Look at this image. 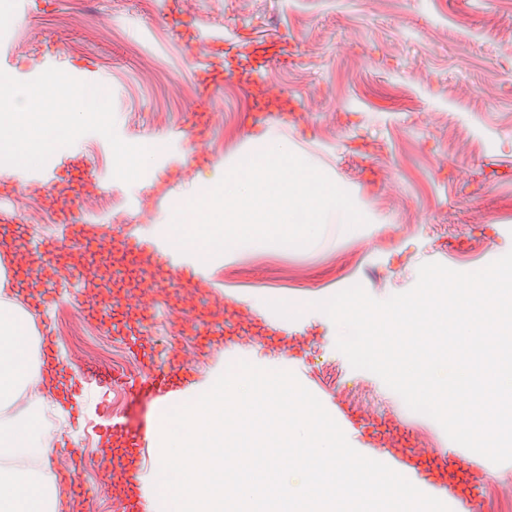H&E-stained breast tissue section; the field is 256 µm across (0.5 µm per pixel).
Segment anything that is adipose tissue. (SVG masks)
<instances>
[{"label":"adipose tissue","instance_id":"1","mask_svg":"<svg viewBox=\"0 0 512 512\" xmlns=\"http://www.w3.org/2000/svg\"><path fill=\"white\" fill-rule=\"evenodd\" d=\"M14 95L26 119L16 113L0 111V154L19 165L36 163L52 141H67L73 136L70 126L45 125L41 107L50 100L63 101L78 112L103 113L104 98L86 88L70 90L54 80L36 88H14L9 79L0 78V96ZM50 369L33 364L31 334L26 315L12 306H0V406L8 404L17 391L36 384H52ZM46 433L37 420L23 414L0 423V512H59L60 501L54 473H37L21 468V461L36 459L45 452Z\"/></svg>","mask_w":512,"mask_h":512}]
</instances>
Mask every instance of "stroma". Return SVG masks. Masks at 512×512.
I'll return each mask as SVG.
<instances>
[{
  "label": "stroma",
  "mask_w": 512,
  "mask_h": 512,
  "mask_svg": "<svg viewBox=\"0 0 512 512\" xmlns=\"http://www.w3.org/2000/svg\"><path fill=\"white\" fill-rule=\"evenodd\" d=\"M170 0H13L0 6V77L20 89L54 79L106 89L105 116L49 112L72 125L69 142L46 148L36 171L52 181L25 180L0 159V302L28 313L33 347L42 330L56 338L60 368L72 378L58 407L45 409L57 453L44 470L57 473L58 495L81 491L98 512H121L130 496L110 454L120 437L113 420L141 435L137 469L149 477L154 444L145 432L161 405L151 395L102 384L139 378L184 363L183 390L213 383L236 360L295 373L328 412L354 411L361 443L386 451L371 424L400 423L414 450L458 451L487 470L480 512H512V462L492 464L459 448L431 417L414 412L380 377L351 367L336 347L329 317L309 312L284 331L238 321L237 312L279 315L261 299L306 304L355 284L375 299L406 292L426 262L472 272L512 251V0H184L179 19L193 37L177 38ZM224 51L215 76L217 110L207 143L188 136V110L201 89L205 58L197 36ZM347 191L367 218L343 234L330 214L321 237L306 247L238 245L206 264L208 285L164 264L148 273L115 274L111 252L137 228L167 240L178 204L203 193L265 136ZM150 149L138 178L127 177L119 149ZM74 159L80 177L56 169ZM177 178L161 186L163 164ZM123 210L101 207L107 197ZM94 227L79 251L47 264L37 240L62 238L61 211ZM93 276H70L80 260ZM34 270L24 292L14 270ZM152 322H142V304Z\"/></svg>",
  "instance_id": "35a3bbf8"
}]
</instances>
